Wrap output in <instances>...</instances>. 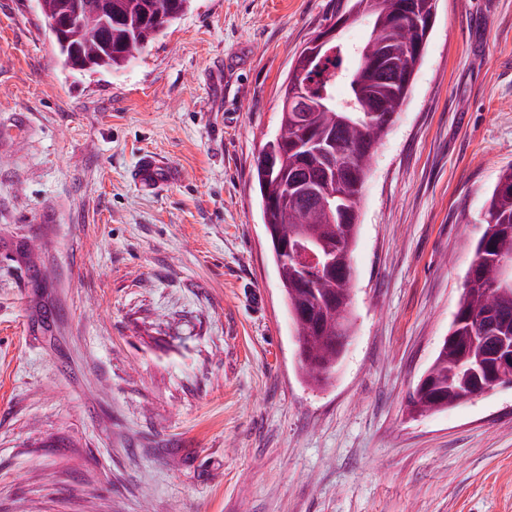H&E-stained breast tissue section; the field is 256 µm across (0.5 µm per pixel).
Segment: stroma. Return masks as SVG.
<instances>
[{"label": "stroma", "mask_w": 512, "mask_h": 512, "mask_svg": "<svg viewBox=\"0 0 512 512\" xmlns=\"http://www.w3.org/2000/svg\"><path fill=\"white\" fill-rule=\"evenodd\" d=\"M334 7L194 0L127 69L74 75L37 0H0V512H512V388L407 407L512 166V0L437 2L318 390L253 167ZM144 153L176 183L135 185Z\"/></svg>", "instance_id": "1"}]
</instances>
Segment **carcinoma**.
I'll return each instance as SVG.
<instances>
[{"label":"carcinoma","mask_w":512,"mask_h":512,"mask_svg":"<svg viewBox=\"0 0 512 512\" xmlns=\"http://www.w3.org/2000/svg\"><path fill=\"white\" fill-rule=\"evenodd\" d=\"M193 0H112V15L100 0H37L50 31L60 66L78 73L125 70L159 36L180 20ZM336 0L332 17L350 25L366 18L378 30L377 42L366 36L354 50L343 42L335 51L307 63L298 51L281 85L288 97L293 80L307 83L313 95L333 106L355 102L353 124H336L339 113L281 111L279 130L266 141L254 166L264 228L283 288L288 316L298 343L299 368L316 386L332 383L353 334L352 253L360 224V202L376 146L395 124L405 104L415 69L429 33L414 32L418 48L406 46L401 27L437 0ZM374 76L359 82L361 70ZM346 98L336 101L338 82ZM330 182L341 185L346 198L336 199L329 223L317 195ZM484 231L474 246L457 310L448 336L418 380L409 403L420 412L438 413L463 401L488 377L512 373V364L497 363V337L512 336V275L503 276L499 261L512 258V167L502 171L482 213ZM309 247L328 254L332 263L310 276L284 259L286 252ZM492 332L480 335L487 315Z\"/></svg>","instance_id":"cac0c4a2"}]
</instances>
